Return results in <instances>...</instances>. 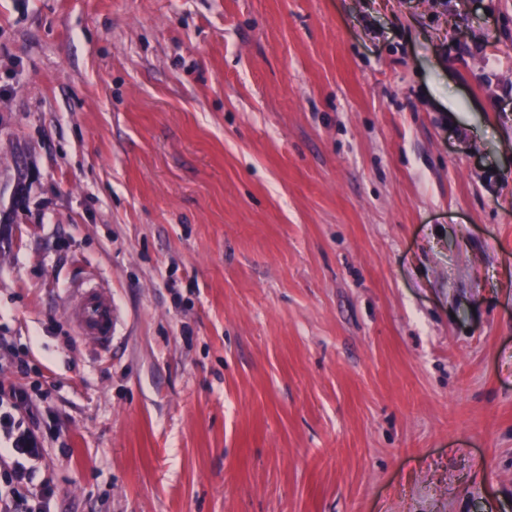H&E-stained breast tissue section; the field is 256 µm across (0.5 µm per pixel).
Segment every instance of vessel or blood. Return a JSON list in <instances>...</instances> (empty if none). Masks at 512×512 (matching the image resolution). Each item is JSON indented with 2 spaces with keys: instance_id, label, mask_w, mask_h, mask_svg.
Wrapping results in <instances>:
<instances>
[{
  "instance_id": "1",
  "label": "vessel or blood",
  "mask_w": 512,
  "mask_h": 512,
  "mask_svg": "<svg viewBox=\"0 0 512 512\" xmlns=\"http://www.w3.org/2000/svg\"><path fill=\"white\" fill-rule=\"evenodd\" d=\"M70 296L71 317L79 335L92 338L98 347H110L116 315L106 287L101 284L87 287L79 283L71 288Z\"/></svg>"
}]
</instances>
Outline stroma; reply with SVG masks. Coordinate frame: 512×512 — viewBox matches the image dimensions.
<instances>
[{
  "instance_id": "1",
  "label": "stroma",
  "mask_w": 512,
  "mask_h": 512,
  "mask_svg": "<svg viewBox=\"0 0 512 512\" xmlns=\"http://www.w3.org/2000/svg\"><path fill=\"white\" fill-rule=\"evenodd\" d=\"M0 210L51 512H512V0H0ZM72 320L81 336L92 338L100 348L112 344L116 315L112 298L103 284L86 287L78 283L70 288Z\"/></svg>"
}]
</instances>
